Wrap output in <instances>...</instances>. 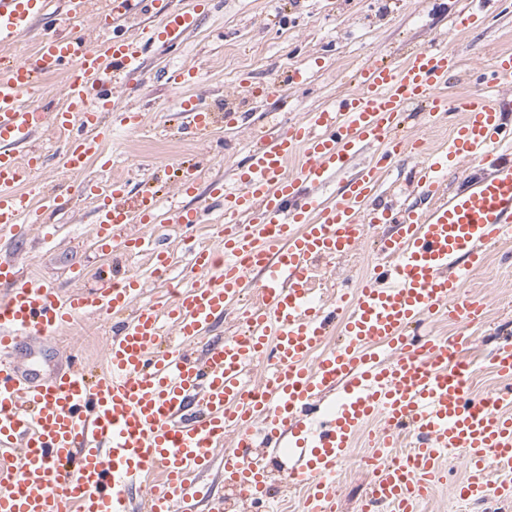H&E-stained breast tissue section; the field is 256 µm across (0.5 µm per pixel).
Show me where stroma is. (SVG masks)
Here are the masks:
<instances>
[{
    "label": "stroma",
    "mask_w": 512,
    "mask_h": 512,
    "mask_svg": "<svg viewBox=\"0 0 512 512\" xmlns=\"http://www.w3.org/2000/svg\"><path fill=\"white\" fill-rule=\"evenodd\" d=\"M463 4L464 0H403L397 8L389 0H213L211 10L180 47H161L150 54L143 75L119 100L122 108H144V128H113L106 143L112 153V174L127 179L134 191L155 194L164 207L173 200L175 163L205 165L194 192L184 198L191 207L207 203L211 182L233 176L244 142L220 118L207 141L181 138L176 131V97L160 78L167 69L200 68L202 82L185 92L203 98L210 110L247 111L257 120L266 113L280 120L297 119L304 111L329 105L339 94L355 90L364 62L399 64L411 50L427 46L441 34L469 66L486 65L496 54L512 52V0H503L486 26L474 30L453 26V15ZM292 68L308 74L303 93H288L266 106L235 94L241 80L258 86L286 76ZM35 143L49 162L34 173L32 193L67 191L73 203L53 218L49 236H0V259H15L63 295L122 272L139 276L149 298L163 295L168 285L186 281L188 241L177 225L166 228L175 260L164 284L154 278L149 255L98 250L93 224L96 202L80 193L82 182L100 179L97 164L88 163L82 175H68L59 164L61 144L49 128L39 129ZM379 237V231H370L356 253L321 265L315 278L320 294L331 295L344 280L363 276L378 258ZM464 291L488 304L486 322L475 327L461 353L472 367L475 393L485 394L498 385L487 368L488 359L504 337H512V240L491 252L484 266L471 274ZM108 333L104 320L81 317L63 335L33 339L19 352L18 361L22 368L46 376L66 367L78 354L87 372L95 374L104 364ZM367 451L366 443L357 441L341 465L337 512H359L367 475L356 460ZM445 470L446 481L420 504L419 512H487L486 504L463 502L455 495V484L465 475L462 458L449 456Z\"/></svg>",
    "instance_id": "stroma-1"
}]
</instances>
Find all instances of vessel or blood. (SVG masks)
I'll return each mask as SVG.
<instances>
[{
  "instance_id": "1",
  "label": "vessel or blood",
  "mask_w": 512,
  "mask_h": 512,
  "mask_svg": "<svg viewBox=\"0 0 512 512\" xmlns=\"http://www.w3.org/2000/svg\"><path fill=\"white\" fill-rule=\"evenodd\" d=\"M0 0V234L20 222L46 223L70 205L46 195L30 208L22 188L43 165L41 151L18 156L45 125L65 149L61 166L81 171L89 161L112 168L102 148L113 125L136 127L127 109L104 123L126 88L142 73L149 47L181 41L200 21L208 0L185 7L172 0ZM159 28L120 39L91 41L146 14ZM41 22L36 48L20 58L7 47ZM460 66L445 40L413 50L398 66L363 65L356 91L295 121L267 129L250 124L243 168L212 183L224 211L217 247L194 248L188 265L196 281L167 297L143 299L145 284L125 275L88 292L60 295L14 260H0V512H126L141 494L144 512H225L224 497L256 503L272 498V474L303 492L301 512H336V476L356 439L372 445L361 512H417L443 480L442 463L461 455L466 476L460 500L512 503V341L503 340L489 366L503 386L469 394L470 366L460 360L484 299L463 294L489 248L512 238V54H497L469 77L472 94L444 93ZM64 79V100L51 112L27 101L43 78ZM305 73L260 87L241 81L250 96L281 99ZM428 125L461 113L444 149L398 130L412 105ZM183 136L200 141L212 115L193 99L180 104ZM372 150L371 161L349 171ZM417 163L405 182L415 204L399 205L382 176L403 158ZM298 169H291L293 159ZM477 170L451 190L448 175ZM338 182L335 202L317 191ZM98 199L95 236L108 250L139 251L145 237H127L128 224L185 228L206 213H162L155 197L128 202L127 184L84 182ZM384 225L380 251L363 278L332 297L315 293L312 271L324 260L355 252L370 229ZM262 278L257 300H238L253 272ZM235 312L245 332L211 338ZM103 313L110 333L107 368L95 380L77 365L43 377L20 371L10 353L25 339L54 336L77 317ZM448 314L455 336L417 337L427 317ZM261 375H254L255 363ZM231 450H224L228 434ZM222 461L224 494L200 483ZM499 475L489 482L488 471Z\"/></svg>"
}]
</instances>
